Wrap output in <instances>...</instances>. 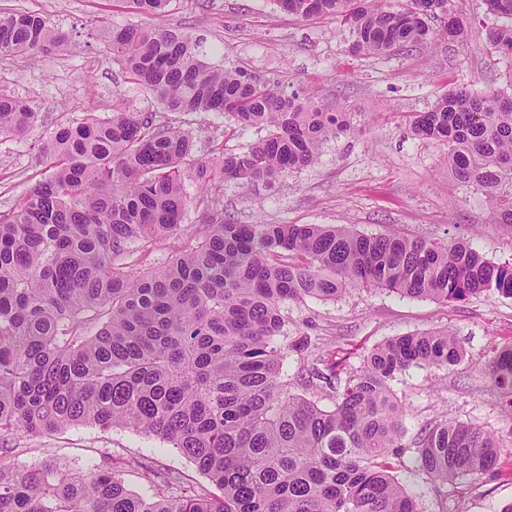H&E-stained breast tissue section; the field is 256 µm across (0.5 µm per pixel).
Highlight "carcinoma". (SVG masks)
<instances>
[{
  "mask_svg": "<svg viewBox=\"0 0 512 512\" xmlns=\"http://www.w3.org/2000/svg\"><path fill=\"white\" fill-rule=\"evenodd\" d=\"M171 0H132L160 18ZM300 19L333 17L355 54L463 41L451 0H276ZM502 19L485 28L491 50L512 59V0H486ZM445 16L444 26L427 19ZM66 36L27 14H0V54L64 49ZM104 51L128 68L167 116L113 109L60 126L49 167L0 215V435H44L78 425L131 428L169 442L220 491L166 473L152 494L120 474L46 462L17 471L0 459V512H418L396 471L445 486L495 469L499 438L444 418L407 436L406 403L391 387L412 368L459 364L451 330L396 336L346 376L322 356L305 387L284 373L285 304L334 301L381 289L448 303L498 292L512 297V263H496L464 238L351 226L238 224L212 210L183 249L140 270L135 252L182 231L200 189L271 184L316 164L329 137L352 129L307 90L286 94L240 68L204 60L200 42L145 23L114 26ZM216 112L264 135L242 151L195 154L189 116ZM27 102L0 94V142L36 121ZM411 133L448 147V169L484 197L495 224H512V95L451 90L427 112L406 114ZM512 407V344L486 363ZM331 399L332 407L320 405Z\"/></svg>",
  "mask_w": 512,
  "mask_h": 512,
  "instance_id": "cac0c4a2",
  "label": "carcinoma"
}]
</instances>
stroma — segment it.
<instances>
[{"label": "stroma", "mask_w": 512, "mask_h": 512, "mask_svg": "<svg viewBox=\"0 0 512 512\" xmlns=\"http://www.w3.org/2000/svg\"><path fill=\"white\" fill-rule=\"evenodd\" d=\"M451 4L469 24L465 42L361 55L350 52L349 32L336 19L304 21L282 11L276 0H171L162 26L201 38L208 63L242 68L287 92L311 89L328 111L352 118V130L324 142L314 166L284 172L270 186L222 183L216 195L225 219L351 224L368 235L395 230L411 237H467L487 258L512 263V225L491 223L483 196L449 172L445 147L413 136L405 123L406 113L430 110L449 90L464 86L480 93L512 86V65L490 54L480 36L482 26L493 22L484 0ZM0 8L42 17L68 38L60 51L0 56V91L38 112L20 139L0 144L3 215L40 179L47 165L43 145L60 125L79 122L89 112L111 118L120 97L139 112L159 106L121 62L101 51L112 26L143 23L131 0H0ZM191 121L201 156L221 145L239 151L261 136L259 129L240 128L225 138L233 121L213 112ZM287 311L284 368L292 378L304 363V354L294 348L302 338L351 372L387 339L452 330L465 353L461 364L448 370L413 368L391 386L409 407L408 433L446 416L498 433L506 448L500 470L461 476L439 488L414 469L398 476L420 512H503L512 504V407L484 369L496 348L512 343V297L492 292L445 304L365 289L334 301L291 303ZM4 446L11 448L10 463L19 470L46 461L82 470L88 461L111 457L122 464L127 488L140 494L150 492V482L127 466L139 456L178 472L187 484L210 486L168 442L122 427L73 425L41 437L0 439Z\"/></svg>", "instance_id": "obj_1"}]
</instances>
